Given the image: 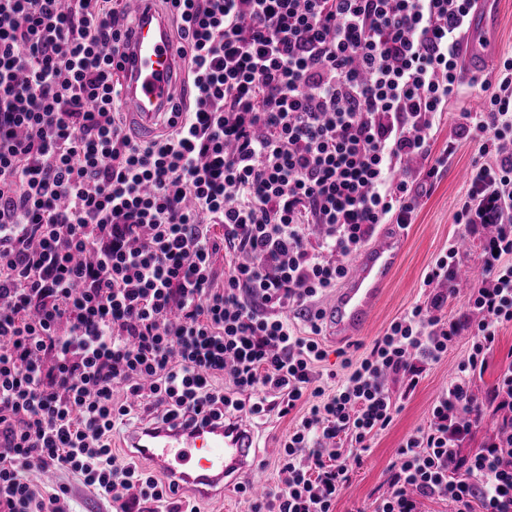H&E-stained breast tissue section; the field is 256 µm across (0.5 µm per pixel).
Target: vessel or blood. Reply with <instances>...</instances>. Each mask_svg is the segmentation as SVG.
Wrapping results in <instances>:
<instances>
[{"label": "vessel or blood", "mask_w": 512, "mask_h": 512, "mask_svg": "<svg viewBox=\"0 0 512 512\" xmlns=\"http://www.w3.org/2000/svg\"><path fill=\"white\" fill-rule=\"evenodd\" d=\"M137 23L127 36L121 60L125 78L120 97L133 131L150 139L171 126L182 49L167 35V24L155 0H132ZM496 22V0H479L471 15L460 52L465 70L472 75L491 63L483 42ZM403 249L400 234H385L359 253L342 288L322 309L328 336L338 341L362 336L372 325ZM133 454L165 471L184 491L208 497L218 487L248 481L254 492L263 490L255 432L238 417L225 423L186 426L172 422L158 429L135 428L126 435Z\"/></svg>", "instance_id": "1"}]
</instances>
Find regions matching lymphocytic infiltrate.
Instances as JSON below:
<instances>
[{
  "mask_svg": "<svg viewBox=\"0 0 512 512\" xmlns=\"http://www.w3.org/2000/svg\"><path fill=\"white\" fill-rule=\"evenodd\" d=\"M164 2L190 49L191 98L170 133L141 142L117 112L123 0H0V512H70L67 486L26 477L35 459L116 512H200L114 455L113 432L272 413L296 421L280 486L251 512H333L350 464L398 411L387 376L414 390L464 328L448 314L459 252L429 268L423 303L345 361L332 395L316 383L324 346L288 313L318 322L310 307L346 277L342 257L378 225L410 224L464 138L480 158L454 221L494 228L467 296L480 318L373 512H418L421 497L512 512V352L486 397L473 389L512 321V57L496 81L465 76L476 0ZM468 89L484 92L482 111L460 113L433 156ZM489 410L502 431L464 453ZM480 99L475 91H466L458 98L452 99L448 112H444L440 122L436 140L433 144V156H438L443 147L448 144V136L453 133L455 120L459 112H476L479 110Z\"/></svg>",
  "mask_w": 512,
  "mask_h": 512,
  "instance_id": "lymphocytic-infiltrate-1",
  "label": "lymphocytic infiltrate"
}]
</instances>
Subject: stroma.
Wrapping results in <instances>:
<instances>
[{
  "label": "stroma",
  "instance_id": "obj_1",
  "mask_svg": "<svg viewBox=\"0 0 512 512\" xmlns=\"http://www.w3.org/2000/svg\"><path fill=\"white\" fill-rule=\"evenodd\" d=\"M476 157L475 144L460 140L447 166L421 196L411 224L403 231L401 261L366 334L342 345L326 340L329 356L326 362L321 363L319 372L327 392L336 389L335 380L329 377L330 372L340 371L344 359L356 360L364 356L373 340L383 334L395 317L424 301L423 277L437 258L445 253L449 243H458L462 263L471 275L480 274V237L467 233L464 227L454 222V213L468 189L466 173ZM468 347L469 339L465 336L450 342L447 354L439 362L428 365L412 394H405L400 381L389 380L390 392L400 410L387 429L371 441L369 450L362 455L361 463L353 465L350 483L337 499L334 512H372L375 501L387 494L388 480L397 462V449L410 435L427 425L436 398L447 388ZM292 424V418L280 419L271 414L256 427L267 488H275L279 483L280 453Z\"/></svg>",
  "mask_w": 512,
  "mask_h": 512
}]
</instances>
